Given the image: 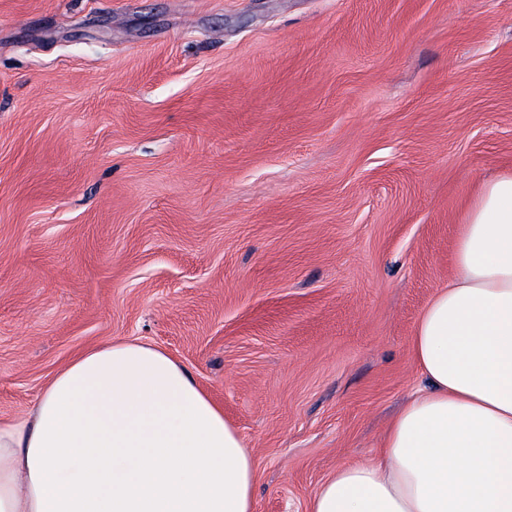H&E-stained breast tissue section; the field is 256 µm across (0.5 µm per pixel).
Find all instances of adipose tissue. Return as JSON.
<instances>
[{
    "instance_id": "obj_1",
    "label": "adipose tissue",
    "mask_w": 512,
    "mask_h": 512,
    "mask_svg": "<svg viewBox=\"0 0 512 512\" xmlns=\"http://www.w3.org/2000/svg\"><path fill=\"white\" fill-rule=\"evenodd\" d=\"M453 267L415 328L421 386L307 512H512V172L469 204ZM255 478L223 408L144 343L83 350L0 420V512H254Z\"/></svg>"
}]
</instances>
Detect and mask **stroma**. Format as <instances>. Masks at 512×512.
<instances>
[{
    "mask_svg": "<svg viewBox=\"0 0 512 512\" xmlns=\"http://www.w3.org/2000/svg\"><path fill=\"white\" fill-rule=\"evenodd\" d=\"M511 171L512 0H0V418L150 343L307 512Z\"/></svg>",
    "mask_w": 512,
    "mask_h": 512,
    "instance_id": "35a3bbf8",
    "label": "stroma"
}]
</instances>
